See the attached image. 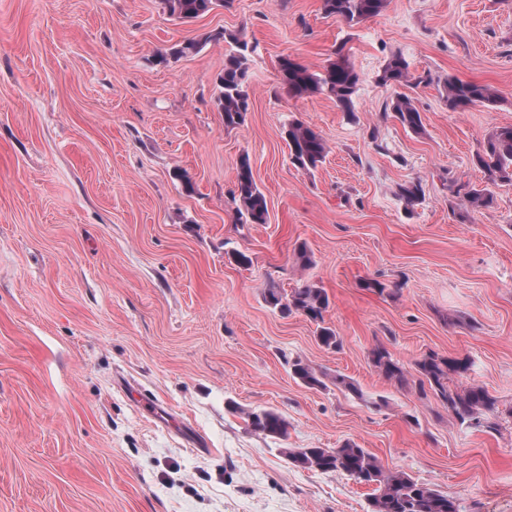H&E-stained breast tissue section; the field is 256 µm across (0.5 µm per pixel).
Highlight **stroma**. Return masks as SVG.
I'll list each match as a JSON object with an SVG mask.
<instances>
[{"instance_id":"stroma-1","label":"stroma","mask_w":512,"mask_h":512,"mask_svg":"<svg viewBox=\"0 0 512 512\" xmlns=\"http://www.w3.org/2000/svg\"><path fill=\"white\" fill-rule=\"evenodd\" d=\"M240 31L249 110L228 128L220 35ZM187 40L200 50L155 64ZM342 42L363 78L353 112L289 96L279 58L319 70ZM397 52L418 133L375 82ZM451 76L501 104L449 111ZM293 120L329 146L316 170L289 158ZM511 124L512 0H389L353 27L321 0H224L185 23L159 0H0V512H367L370 488L286 456L348 439L467 512H512V184L465 219L454 195L483 182L473 156ZM244 155L264 224L232 200ZM309 281L339 348L264 300ZM380 344L410 372L429 353L469 357L449 385L484 386L492 427L384 379ZM294 359L359 394L302 384ZM264 409L286 436L252 428Z\"/></svg>"}]
</instances>
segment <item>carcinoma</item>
Segmentation results:
<instances>
[{"label":"carcinoma","mask_w":512,"mask_h":512,"mask_svg":"<svg viewBox=\"0 0 512 512\" xmlns=\"http://www.w3.org/2000/svg\"><path fill=\"white\" fill-rule=\"evenodd\" d=\"M388 0H322V9L328 16L337 17L349 26H356L380 15ZM224 6V0H165V11L175 19H196ZM232 45L224 60V70L217 77L219 93L216 106L224 113V126L238 127L245 122L249 107L246 91V53L249 43L242 34L228 35ZM335 60L321 70H313L296 57L288 54L279 60L281 84L292 96L326 95L336 101L345 112L354 109V99L362 82L346 51V43L336 45ZM414 79L408 61L400 54H393L376 77L377 84L385 87L407 85ZM445 100L450 112H464L482 105L492 109L498 106L501 96L489 84L464 81L448 77ZM391 110L399 122L418 133L422 129L421 114L414 101L403 94L391 99ZM291 162L300 169L310 171L323 163L327 145L312 126L292 121L284 131ZM474 164L483 172L485 185L468 186L460 195V206L465 211H477L494 204L493 187L512 183V125L493 128L482 147L473 157ZM233 200L237 211L252 224H265L268 205L253 175L250 159L244 155L237 165ZM264 298L269 307L281 314L299 313L320 325L318 339L328 348L340 346L336 330L324 325V313L329 308L325 289L315 284H304L287 293L279 288L266 289ZM371 362L387 380L400 387L414 386L418 394L429 395L439 401L460 422L476 427H489L488 414L494 411L495 402L480 385H470L460 391L448 386V376L464 377L471 368L470 359L448 358L430 353L416 362L418 377L409 379L408 372L387 348L379 344L371 352ZM292 372L304 385L325 388L332 384L359 394L357 385L347 377L330 376L307 363L295 361ZM254 430L270 436H285L288 423L273 410H263L249 415ZM288 460L296 467L321 473L342 472L359 484L372 487L368 499V512H464L459 499L448 496L413 478L402 470L384 468L378 458L353 440H346L334 448H289Z\"/></svg>","instance_id":"cac0c4a2"}]
</instances>
